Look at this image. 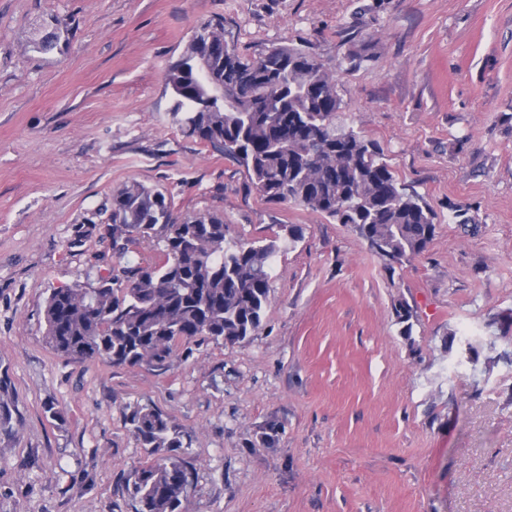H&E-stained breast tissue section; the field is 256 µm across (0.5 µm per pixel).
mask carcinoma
Returning a JSON list of instances; mask_svg holds the SVG:
<instances>
[{
  "label": "carcinoma",
  "instance_id": "1",
  "mask_svg": "<svg viewBox=\"0 0 512 512\" xmlns=\"http://www.w3.org/2000/svg\"><path fill=\"white\" fill-rule=\"evenodd\" d=\"M167 71L172 116L180 130L241 167L261 199L291 203L350 227L391 263L423 253L435 235L436 214L407 191L383 148L361 131L336 124V75L304 44L240 54L224 37V18L202 26ZM211 57L212 76L195 70ZM112 240L150 241L163 255L98 278V286L60 288L45 307V340L57 354L114 365L163 368L182 342L200 338L235 344L259 332L270 297V269L280 239L300 241L304 228L282 226L283 237L250 243L227 238L224 218H181L171 198L139 182L112 193ZM464 338L459 350L476 370L480 349ZM130 431L148 459L125 480L135 512H181L192 483L182 459V434L161 412L132 411ZM279 426L251 442L271 447Z\"/></svg>",
  "mask_w": 512,
  "mask_h": 512
}]
</instances>
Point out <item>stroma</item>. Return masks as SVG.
<instances>
[{
	"label": "stroma",
	"mask_w": 512,
	"mask_h": 512,
	"mask_svg": "<svg viewBox=\"0 0 512 512\" xmlns=\"http://www.w3.org/2000/svg\"><path fill=\"white\" fill-rule=\"evenodd\" d=\"M218 16L243 55L303 41L335 73L337 122L437 215L422 254L388 267L180 131L166 74ZM132 181L178 216L222 214L235 240L304 225L257 334L181 344L163 370L46 344L52 289L158 260L108 231ZM509 311L512 0H0V512H134L125 478L147 453L128 418L145 405L184 433L186 512H512V327L493 323ZM452 332L495 346L473 368L448 355ZM271 423L274 446L253 447Z\"/></svg>",
	"instance_id": "stroma-1"
}]
</instances>
